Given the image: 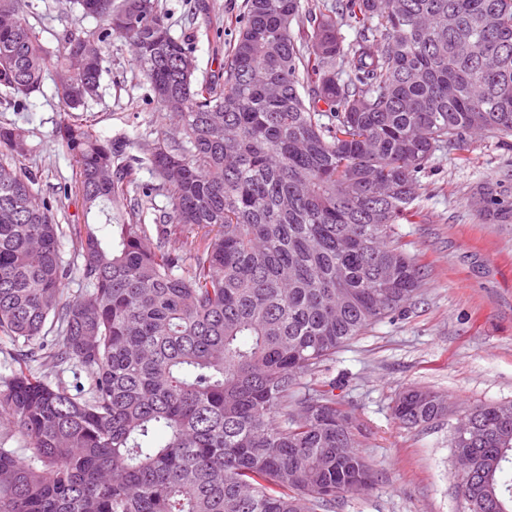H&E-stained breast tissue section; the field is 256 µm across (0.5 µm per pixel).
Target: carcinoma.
Returning <instances> with one entry per match:
<instances>
[{"mask_svg":"<svg viewBox=\"0 0 512 512\" xmlns=\"http://www.w3.org/2000/svg\"><path fill=\"white\" fill-rule=\"evenodd\" d=\"M73 4L100 21L98 42H133L174 121L149 157L169 211L154 238L112 223L105 204L131 174L83 118L103 59L79 58L74 33L50 52L23 0H0V88L24 108L53 69L56 137L86 211L110 227L58 223L21 166L25 131L0 123V333L21 348L0 417L32 450L21 461L0 441V512H335L375 473L351 413L305 378L420 293L395 225L435 152L512 137V0H336L305 35L301 0H247L224 70L202 82L154 0ZM479 195L484 219L512 223V201ZM175 231L187 250L166 245ZM73 264L89 290L69 300ZM34 358L84 382L40 375ZM469 412L476 432L452 438L477 465L461 512H512V404ZM394 414L428 426L448 407L410 387Z\"/></svg>","mask_w":512,"mask_h":512,"instance_id":"carcinoma-1","label":"carcinoma"}]
</instances>
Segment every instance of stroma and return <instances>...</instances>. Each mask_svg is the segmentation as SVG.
Segmentation results:
<instances>
[{"label": "stroma", "mask_w": 512, "mask_h": 512, "mask_svg": "<svg viewBox=\"0 0 512 512\" xmlns=\"http://www.w3.org/2000/svg\"><path fill=\"white\" fill-rule=\"evenodd\" d=\"M156 0L172 36L190 39L198 79L217 74L238 35L246 0ZM25 16L49 50L66 33L90 34L98 20L68 0H26ZM103 73L89 102L94 130L124 144L115 166L130 169L133 189L114 199L113 215L140 208L142 221L158 224L168 198L148 161L160 133L173 124L134 66L133 43L113 35L102 49ZM65 112L44 76L25 110L0 90V123L24 129L32 147L24 167L38 175L41 200L56 201L63 224L100 228L104 219L86 211L76 188L73 161L55 130ZM492 187L512 201V147L492 133L473 135L465 149H442L416 187V211L397 226L400 243L416 257L424 285L408 311L369 328L339 349L317 384L332 391L358 427L359 451L376 471L373 487L346 494L336 512H460L461 497L450 439L458 417L489 403H512V224H488L477 192ZM410 386L437 392L454 412L439 423L411 428L393 414Z\"/></svg>", "instance_id": "obj_1"}]
</instances>
